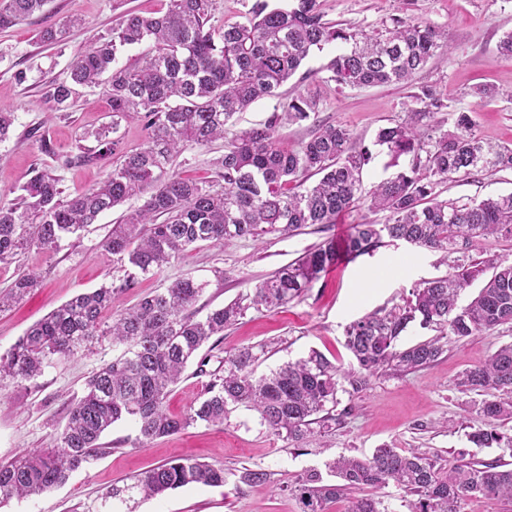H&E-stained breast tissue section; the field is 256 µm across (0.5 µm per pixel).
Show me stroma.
<instances>
[{
    "mask_svg": "<svg viewBox=\"0 0 512 512\" xmlns=\"http://www.w3.org/2000/svg\"><path fill=\"white\" fill-rule=\"evenodd\" d=\"M319 2L325 20L343 28L372 32L396 17L418 18L446 29L451 50L433 57L413 84L352 88L328 80L325 67L336 49L327 47L313 52L303 63L301 75L282 86L278 96L259 100L239 113L238 126L262 124L292 96L311 95L318 102L314 120L282 126L283 144L298 147L319 124L351 129L358 146L374 149L364 173V185L369 188L396 172L389 157L373 146L378 129L415 107L413 95L418 86L431 85L449 111L471 110L474 130L485 142L512 147V100L505 96L512 90V56L497 51L499 40L512 32V0ZM165 9L166 0H48L44 10L30 20L0 31V107L15 114L9 138L0 142L1 200L18 198L21 185L34 170L47 166L61 175L67 199L103 178L111 160L70 165L66 159L74 154L82 130L108 122L110 102L105 88L81 89L72 108L52 114L45 102L46 87L64 78L90 39L111 32L124 13L158 15ZM70 16L80 17L83 25L64 44L46 46L38 41L41 28ZM20 72L25 75L21 81L16 78ZM483 84L497 87L500 97L477 103L470 90ZM45 141L51 153L42 150ZM221 151L218 142L208 148L187 147L175 170L199 182H214L212 160ZM441 191L451 200L507 194L512 192V172L483 171L459 177L442 185ZM121 214L118 208L103 214L80 237L64 240L54 255L33 248L19 262L0 266V290L7 289L21 272L32 270L41 276L38 288L15 307L0 312L1 354L30 326L80 292L110 285L120 290L118 306L128 308L144 294L191 276L207 283L197 303L205 313L252 291L256 283L326 237L341 239L352 225L386 219L382 212L354 209L340 215L325 233L311 226L288 238L267 237L262 243L248 238L221 245L201 242L161 271L134 275L99 246ZM449 271L441 253L389 241L372 253L342 260L313 284L303 300L273 311H249L223 335L212 337L199 352L206 366L188 365L169 394L167 407L171 413H183L226 352L261 342L270 345L258 367L262 374L307 356L313 349L331 361L349 365L351 355L344 346L348 323L398 302L422 281ZM508 343H512V328L506 326L489 335L452 339L441 357L426 368L378 376L353 395L338 393L345 414L318 446L292 447L272 434L255 411L243 406L231 409L224 424L193 426L143 448L133 447L134 427L122 421L103 435L102 453L64 485L35 498L11 500L0 506V512H97L101 494L112 485L143 469L184 457L223 466L224 486L182 487L158 499L137 501L134 512H297L294 499L282 490L297 474L325 471L327 462L342 455L368 458L384 445L401 450L426 448L446 460L459 450H471L477 458L491 461L498 457V448H473L467 437L469 428L486 424L475 410L481 397L461 391L456 380ZM111 358L112 345L104 341L82 355L50 365L34 380L0 389V462H10L35 448L54 447L66 422L68 404L83 395L88 377ZM244 467L268 471L270 483H238L235 474Z\"/></svg>",
    "mask_w": 512,
    "mask_h": 512,
    "instance_id": "1",
    "label": "stroma"
}]
</instances>
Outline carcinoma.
<instances>
[{
  "label": "carcinoma",
  "instance_id": "carcinoma-1",
  "mask_svg": "<svg viewBox=\"0 0 512 512\" xmlns=\"http://www.w3.org/2000/svg\"><path fill=\"white\" fill-rule=\"evenodd\" d=\"M47 2L0 0V30L25 21ZM215 2L168 0L159 16L127 13L110 33L91 39L66 79L48 85L46 99L58 112L69 109L80 88L103 83L110 96L112 121L84 132L77 153L65 164L94 163L115 154L119 139L114 134L121 122L141 113L148 118V137L139 148L121 153L99 182L69 200L61 199L62 178L54 169L36 171L20 187V201L1 200L0 264L17 261L32 247L57 251L63 239L80 235L101 214L147 187L153 188L150 197L126 211L100 242L142 274L170 264L198 242L261 241L312 225L327 228L355 207L384 212L386 221L353 225L345 240L327 239L203 317L195 304L206 283L184 277L116 311L110 323L102 321V314L112 308L118 289L107 286L72 297L36 322L0 355V389L40 376L45 367L89 350L101 338L112 341L113 355L87 380L84 395L70 402L55 447L0 464V507L65 484L101 453L103 434L122 420L134 422L133 445L141 448L193 425L222 424L229 407L242 405L256 411L275 435L301 448L320 439L336 420L321 412L339 404L338 392L357 393L387 371L427 367L443 354L450 336L460 340L504 325L512 328V262L470 257L483 253L490 237L512 240V193L460 203L441 197L439 190L474 172L512 170V148L483 144L469 112H450L438 120L436 114L447 105L434 87H419L413 95L419 107L376 134V145L394 160L408 157V164L367 192L363 173L372 153L355 146L349 128L321 126L298 148L283 146L279 128L310 119L317 108L311 96L289 99L259 126L236 128V115L277 96L315 49L338 47L326 65L338 84H408L438 52L451 49L447 31L409 16L392 19L381 32L336 27L323 19L317 0H280L274 7L269 0H253L245 22L217 29L210 24ZM79 24L77 18L66 19L42 29L40 39L58 44ZM147 42L150 50L135 64L115 65L120 49ZM89 140L94 145H86ZM217 140L224 141V152L213 161L224 181L221 188L171 173L186 147ZM315 175L318 179L307 183ZM385 237L454 256L453 272L347 325L345 346L353 367L345 370L312 350L258 375L268 346L243 347L224 355L222 369L210 374L183 415L167 412L171 387L211 337L224 335L251 309L272 310L301 300L340 254H368ZM488 269L491 275L478 295L458 305L461 290ZM37 284L34 272L18 276L0 293V311ZM414 323L433 331V337L397 348ZM458 386L487 395L479 407L485 417L511 421L512 344L462 372ZM468 439L477 448L496 442L512 456V436L505 439L493 427H479ZM327 469L340 483L307 470L280 490L289 492L300 512H327L330 502L349 491L391 483L414 497L411 512H462V505L479 495L512 503V469L499 458L447 464L422 448L400 452L386 446L369 458L334 459ZM269 479L265 470L245 467L238 474V482L248 486ZM225 482L223 466L181 458L112 487L102 495L101 508L114 512L116 501L127 504L191 484ZM349 512L389 510L372 495L353 498Z\"/></svg>",
  "mask_w": 512,
  "mask_h": 512
}]
</instances>
